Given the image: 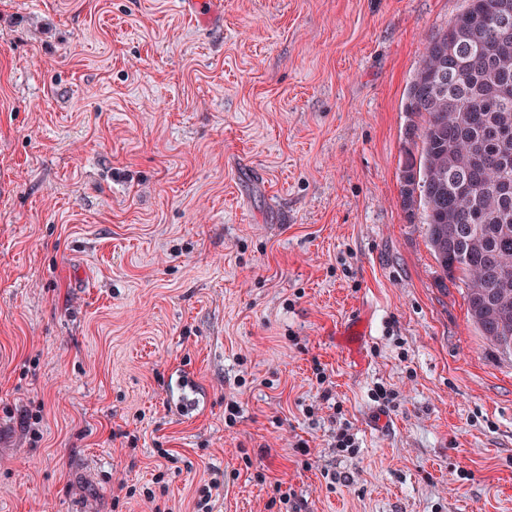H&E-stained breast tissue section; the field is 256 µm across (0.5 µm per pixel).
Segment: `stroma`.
I'll list each match as a JSON object with an SVG mask.
<instances>
[{"label":"stroma","instance_id":"stroma-1","mask_svg":"<svg viewBox=\"0 0 512 512\" xmlns=\"http://www.w3.org/2000/svg\"><path fill=\"white\" fill-rule=\"evenodd\" d=\"M222 2L0 0V512H512V359L398 180L463 0ZM179 8L192 21L209 22L214 15L217 0H178ZM214 475L216 476L212 477L207 484H204L198 490V498L194 504V512H212L213 505L211 502L215 501L213 497L216 498L220 496L221 490L224 489V474L222 480L217 477L218 471L214 473Z\"/></svg>","mask_w":512,"mask_h":512}]
</instances>
